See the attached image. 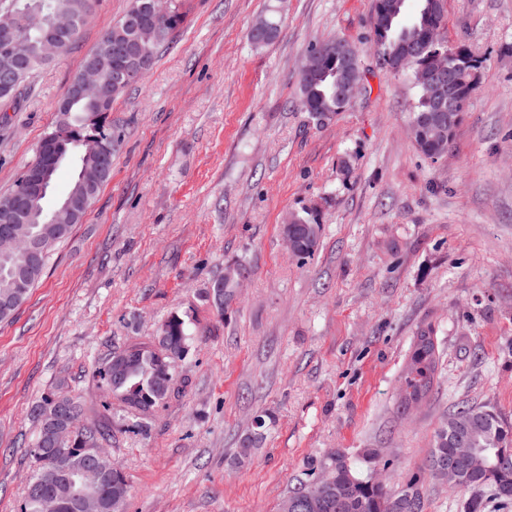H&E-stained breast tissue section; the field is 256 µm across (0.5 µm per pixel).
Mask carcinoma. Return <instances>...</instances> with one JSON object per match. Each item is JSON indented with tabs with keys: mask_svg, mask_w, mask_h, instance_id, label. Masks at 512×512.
<instances>
[{
	"mask_svg": "<svg viewBox=\"0 0 512 512\" xmlns=\"http://www.w3.org/2000/svg\"><path fill=\"white\" fill-rule=\"evenodd\" d=\"M41 5L46 23L38 27L32 22L20 19L15 31L14 42L22 55L16 57L10 53L11 46L0 39V70L8 66L15 70V86L6 95L0 94V100L17 97L20 89L30 75L47 65L42 57V38L49 30V21L64 19L69 28L59 32V37L70 49L78 40L83 26L88 22L93 8V0H37ZM406 0H374L372 14V32L374 39L383 44V48L398 55L403 46L410 42L411 65L407 71L412 79L417 73L428 69L438 54L448 51L444 30L447 17L434 15L428 10L429 0H419V6L412 19H404ZM153 0H130L126 13L101 36L97 47L116 44L124 40V21L137 17L144 22L150 20L148 5ZM162 42L148 35L142 39V62L134 73L143 75L152 63ZM458 53L448 55V72L455 80V93L458 106L466 110L477 90L472 71L477 69L476 60L469 51L459 46ZM124 61L115 59L112 67L103 75L102 81L111 88L112 94L101 107L86 101L73 103L68 111H58L59 120L48 135L63 143L65 155L75 167H95L106 156L112 154V124L108 114L112 111V100L123 92L125 86L114 85L116 75L123 68ZM361 72L355 58L344 60L336 57H322L315 61L310 77L300 80L298 107L311 113L317 119L331 118L348 107L341 100L334 84L346 79L350 74ZM433 98L427 89L418 87V95L412 106L410 126L414 129V140L421 144L435 138V133L420 125L421 117L432 111ZM73 179L65 194L71 200L73 213H63L58 222L66 225V232L55 230L51 224L55 210L46 209V197L36 199L32 204V219L27 224H2L0 228L9 230L19 239L36 235L41 240L43 261H48L54 246L69 236L73 228L74 215H85L92 206L95 196L85 195L83 188ZM300 242L298 257L304 259L315 251L320 237V222L317 214L308 212L304 216L294 217ZM27 262L24 256H15L9 260L0 258V299L15 292V277L19 268ZM193 313L185 311L168 315L151 340L128 346L112 352L109 357L95 368L100 380L112 391V395L128 408L141 415L150 414L164 401L178 383L179 363L188 355L192 337L189 325ZM440 353L434 340L428 333L420 331L415 336L404 367L400 389L404 395L399 407L407 409L412 402L425 400L432 392L437 380ZM490 407L486 405L463 406L448 414L441 428L434 434L433 446L424 468L411 473L402 488L392 494L381 485L371 482L370 473L378 465L386 466L389 460L384 458L380 448H367L356 464L342 449L337 448L310 461L306 479L298 482L293 490L306 487L317 496L318 506L310 510L298 509L296 512H426V499L423 488L426 479H443L448 473V458L453 454L452 439L448 437V422L459 425V432L467 438L469 447L486 457L490 468L473 469L465 466L459 472L458 480L450 485V490L468 493L466 512H480V500L476 493L486 486L494 489L498 499L509 504L512 502V420L498 414L489 419ZM82 408L75 403V426L69 448L78 453L84 446L86 428L81 424ZM259 426L252 428L243 439L240 457L250 455L251 448L263 438L268 424L266 416H260ZM33 468L27 484L31 485L45 479L50 466L47 457L38 456L30 450ZM331 471L334 482L329 487L316 483V477L323 470Z\"/></svg>",
	"mask_w": 512,
	"mask_h": 512,
	"instance_id": "cac0c4a2",
	"label": "carcinoma"
}]
</instances>
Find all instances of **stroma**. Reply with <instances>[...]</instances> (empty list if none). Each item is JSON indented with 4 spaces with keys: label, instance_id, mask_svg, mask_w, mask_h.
Returning a JSON list of instances; mask_svg holds the SVG:
<instances>
[{
    "label": "stroma",
    "instance_id": "stroma-1",
    "mask_svg": "<svg viewBox=\"0 0 512 512\" xmlns=\"http://www.w3.org/2000/svg\"><path fill=\"white\" fill-rule=\"evenodd\" d=\"M129 0H96L82 38L0 109V194L56 123L70 77ZM183 24L146 76L116 98L112 176L53 252L38 285L0 322V512H17L50 395L82 421L129 486L125 512H277L311 459L382 448L398 491L435 430L464 404L512 419V0H446L449 47L466 46L478 89L446 157L409 134L417 89L386 69L372 0H175ZM276 38L248 39L259 16ZM344 40L364 87L317 122L296 105L312 43ZM314 211L309 258L283 237ZM251 275L226 316L202 300L227 262ZM193 310L180 383L146 416L95 368ZM442 355L430 396L398 413L419 330ZM265 440L238 462L254 415Z\"/></svg>",
    "mask_w": 512,
    "mask_h": 512
}]
</instances>
